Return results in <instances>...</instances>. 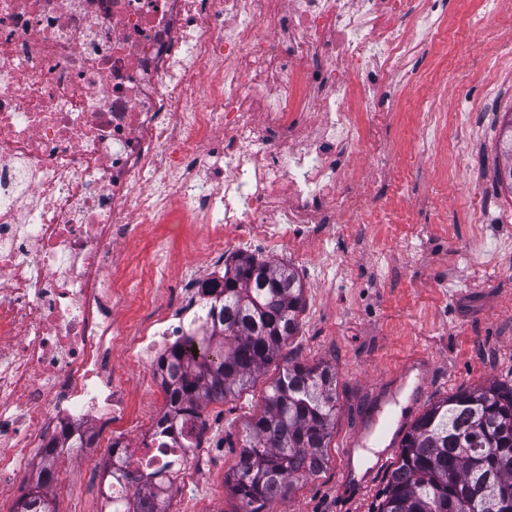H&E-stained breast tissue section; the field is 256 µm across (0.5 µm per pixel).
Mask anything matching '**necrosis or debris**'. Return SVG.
I'll use <instances>...</instances> for the list:
<instances>
[{"label":"necrosis or debris","mask_w":512,"mask_h":512,"mask_svg":"<svg viewBox=\"0 0 512 512\" xmlns=\"http://www.w3.org/2000/svg\"><path fill=\"white\" fill-rule=\"evenodd\" d=\"M446 0H0V481L50 438L65 461L95 423L124 421L123 344L143 374L211 313L202 283L233 251L303 257L336 216L366 212L380 135L419 80L407 63ZM199 224L203 273L160 272L161 310L114 321L127 244L177 215ZM238 234L228 239L225 226ZM132 476L189 478L205 451L143 423Z\"/></svg>","instance_id":"necrosis-or-debris-1"}]
</instances>
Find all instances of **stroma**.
Segmentation results:
<instances>
[{
	"mask_svg": "<svg viewBox=\"0 0 512 512\" xmlns=\"http://www.w3.org/2000/svg\"><path fill=\"white\" fill-rule=\"evenodd\" d=\"M473 8L472 0H450L444 52L427 47L412 59L423 82L383 131L390 169L377 184L370 222L340 215L335 248L315 246L305 260H292L304 288L299 332L250 388L204 406L202 443L224 454L210 460L196 484H179L169 512H182L189 501L198 512H239L230 493L213 497L208 489H223L239 459L236 442L289 364L334 368L336 424L323 472L277 500L272 512H372L396 455L377 465L383 446L370 437L357 449L354 475H346L342 458L370 417L382 428L402 417L406 432L427 404L459 389L512 385V196L495 180L501 116L512 110V73L494 61L475 67ZM448 73L469 76L465 95L438 92ZM420 108L433 110L443 127L438 148L423 149L415 138ZM461 112L478 126V140L458 130ZM471 179L483 196L467 189ZM200 232L194 224L141 230L118 322H135L150 306L160 244L168 246L170 276L188 264L204 267L203 255L189 250ZM126 377L131 422L98 426L100 444L116 436L139 443L133 420L156 410L137 369L127 368ZM101 488L96 466L76 465L69 487L52 496L55 512H102Z\"/></svg>",
	"mask_w": 512,
	"mask_h": 512,
	"instance_id": "obj_1",
	"label": "stroma"
}]
</instances>
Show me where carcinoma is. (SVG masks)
Here are the masks:
<instances>
[{
  "instance_id": "carcinoma-1",
  "label": "carcinoma",
  "mask_w": 512,
  "mask_h": 512,
  "mask_svg": "<svg viewBox=\"0 0 512 512\" xmlns=\"http://www.w3.org/2000/svg\"><path fill=\"white\" fill-rule=\"evenodd\" d=\"M497 182L512 194V111L503 115ZM303 285L288 264L239 254L224 268L219 324L170 350L172 410L158 433L198 448L203 405L239 394L299 329ZM336 415V374L328 365L288 366L247 423L228 492L240 512H269L295 485L323 471ZM21 512H48L44 479ZM148 494L125 512H167L173 477L147 478ZM376 512H512V386L462 388L429 405L400 442Z\"/></svg>"
}]
</instances>
